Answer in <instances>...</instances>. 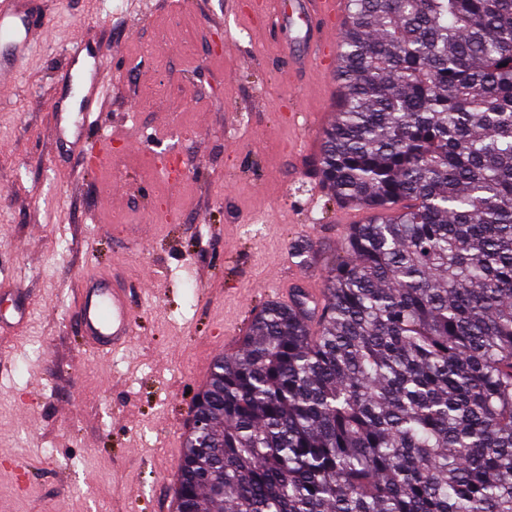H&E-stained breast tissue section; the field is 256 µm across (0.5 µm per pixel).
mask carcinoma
Returning a JSON list of instances; mask_svg holds the SVG:
<instances>
[{
	"label": "carcinoma",
	"instance_id": "1",
	"mask_svg": "<svg viewBox=\"0 0 512 512\" xmlns=\"http://www.w3.org/2000/svg\"><path fill=\"white\" fill-rule=\"evenodd\" d=\"M316 174L369 214L265 303L181 512H512V0H349Z\"/></svg>",
	"mask_w": 512,
	"mask_h": 512
}]
</instances>
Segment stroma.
<instances>
[{"label": "stroma", "instance_id": "obj_1", "mask_svg": "<svg viewBox=\"0 0 512 512\" xmlns=\"http://www.w3.org/2000/svg\"><path fill=\"white\" fill-rule=\"evenodd\" d=\"M247 0H37L48 22L0 81V512H172L195 394L281 289L342 259L315 177L336 84ZM108 71L86 149L56 139L70 51ZM292 112L313 115L303 125ZM312 242L308 259L296 241ZM87 274L134 287L127 352L81 336Z\"/></svg>", "mask_w": 512, "mask_h": 512}]
</instances>
